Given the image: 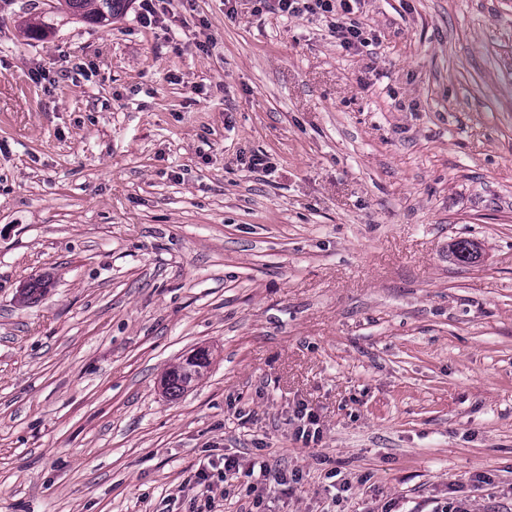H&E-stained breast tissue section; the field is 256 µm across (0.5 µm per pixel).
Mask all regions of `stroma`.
<instances>
[{"label":"stroma","mask_w":512,"mask_h":512,"mask_svg":"<svg viewBox=\"0 0 512 512\" xmlns=\"http://www.w3.org/2000/svg\"><path fill=\"white\" fill-rule=\"evenodd\" d=\"M163 7L0 0V512H512V0ZM67 6L94 24L112 22L122 16L129 4L128 0H65ZM360 0H275L276 9L282 16H299L304 13H320L327 26L335 34L339 46L348 53H358L367 47L364 27L356 18ZM355 8L357 11H355ZM199 355V364H196L197 370L195 374H187L181 370L178 365L172 366L165 371L163 376V386L165 393L169 397L176 399L179 398L185 391H188L195 382L207 371L210 366L209 353L205 349H198L194 351V355ZM295 416L300 423L297 427L299 438L304 439L306 442H315L320 439L319 420L314 413L308 411V408L304 405H301L296 409ZM259 468H260V472H261L262 476L264 477V481H265V483H263L264 486H262L260 488L257 485L249 486L250 493H255V492L258 493L256 496V499H257L256 502L260 501V497L262 496V495H260V493H262L264 490L267 489V485L269 486V489H272V486H271L272 481H273L274 489L279 486L288 487V489H281L283 492H286L288 490V494L293 491V486L291 485V483L297 484L298 479L295 476H294V478L292 476V478L290 480H288L287 475L283 472L271 474V469H269L266 464H261ZM266 481H269V483H266Z\"/></svg>","instance_id":"stroma-1"}]
</instances>
